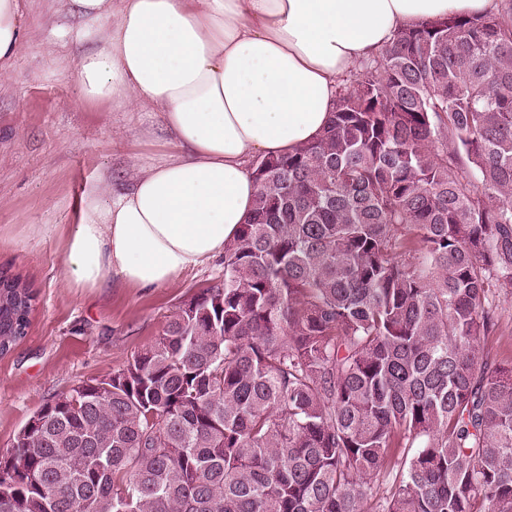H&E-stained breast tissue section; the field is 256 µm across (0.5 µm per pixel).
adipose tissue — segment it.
Returning <instances> with one entry per match:
<instances>
[{
    "instance_id": "ef3b65f1",
    "label": "adipose tissue",
    "mask_w": 512,
    "mask_h": 512,
    "mask_svg": "<svg viewBox=\"0 0 512 512\" xmlns=\"http://www.w3.org/2000/svg\"><path fill=\"white\" fill-rule=\"evenodd\" d=\"M101 32L81 56L82 102L158 113L176 152L123 190L91 187L62 248L67 287L107 276L160 288L224 252L252 211L253 156L315 140L343 78L399 29L484 15L495 0H64ZM28 46L18 0H0V95Z\"/></svg>"
}]
</instances>
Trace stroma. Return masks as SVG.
<instances>
[{
    "label": "stroma",
    "mask_w": 512,
    "mask_h": 512,
    "mask_svg": "<svg viewBox=\"0 0 512 512\" xmlns=\"http://www.w3.org/2000/svg\"><path fill=\"white\" fill-rule=\"evenodd\" d=\"M20 6L29 48L0 96V272L20 277L34 300L26 336L0 356V453L49 399L123 368L173 311L224 278L219 257L161 288L66 286L62 242L87 187L123 185L173 147L152 113L76 104L77 63L96 29L59 12L58 0Z\"/></svg>",
    "instance_id": "stroma-1"
}]
</instances>
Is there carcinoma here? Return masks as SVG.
Here are the masks:
<instances>
[{
  "label": "carcinoma",
  "instance_id": "cac0c4a2",
  "mask_svg": "<svg viewBox=\"0 0 512 512\" xmlns=\"http://www.w3.org/2000/svg\"><path fill=\"white\" fill-rule=\"evenodd\" d=\"M396 31L255 164L224 279L0 453V512H512V0ZM33 293L0 273V354ZM100 385L112 396L95 395ZM501 302L507 309L499 328L486 336L482 341V346L491 361L508 362L512 359V294H502Z\"/></svg>",
  "mask_w": 512,
  "mask_h": 512
}]
</instances>
